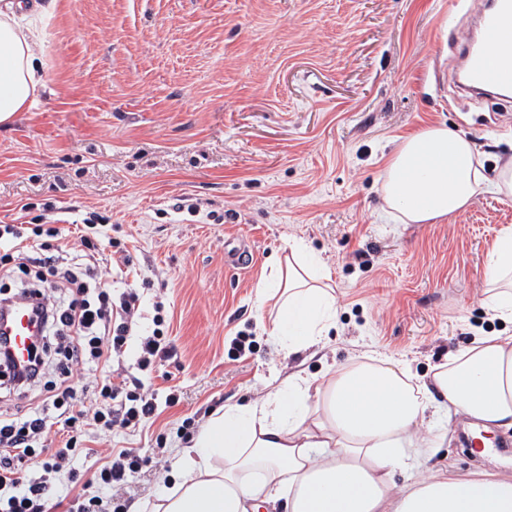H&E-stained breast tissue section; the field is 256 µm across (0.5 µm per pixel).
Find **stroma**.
I'll use <instances>...</instances> for the list:
<instances>
[{
    "label": "stroma",
    "instance_id": "35a3bbf8",
    "mask_svg": "<svg viewBox=\"0 0 512 512\" xmlns=\"http://www.w3.org/2000/svg\"><path fill=\"white\" fill-rule=\"evenodd\" d=\"M58 2L38 47L47 89L0 128V225L103 216L107 236L153 272L142 334L162 303L174 347L147 380L157 413L76 456L77 479L54 476L63 492L144 512L173 482L174 448L291 372L381 356L427 380L476 331L512 336L481 303L512 197L484 192L431 224L379 220L385 162L416 130L464 131L491 180L512 158V126L498 125L512 119V96L469 94L454 80L473 0ZM292 242L323 258L336 325L289 357L259 299ZM241 243L251 260L227 263ZM462 424L436 422L449 442L395 483L447 461L463 474L512 470V432L492 434L477 456ZM112 448L141 463L116 492L89 482Z\"/></svg>",
    "mask_w": 512,
    "mask_h": 512
}]
</instances>
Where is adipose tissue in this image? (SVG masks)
Wrapping results in <instances>:
<instances>
[{"mask_svg":"<svg viewBox=\"0 0 512 512\" xmlns=\"http://www.w3.org/2000/svg\"><path fill=\"white\" fill-rule=\"evenodd\" d=\"M57 0H9L0 9V125L30 111L46 89L47 63L34 48ZM487 183L463 131L422 128L388 157L382 184L389 220L426 224L470 204ZM512 195V162L497 182ZM321 257L298 243L276 261L263 295L276 298L269 334L295 353L319 345L336 318ZM484 306L512 323V229L486 261ZM512 430V336L478 335L430 381L387 358L292 373L258 402L213 413L177 452L172 488L150 512H512V475L463 477L445 463L396 487L393 471L421 467L442 436L422 432L439 413Z\"/></svg>","mask_w":512,"mask_h":512,"instance_id":"adipose-tissue-1","label":"adipose tissue"}]
</instances>
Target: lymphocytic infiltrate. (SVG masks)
Masks as SVG:
<instances>
[{
  "mask_svg": "<svg viewBox=\"0 0 512 512\" xmlns=\"http://www.w3.org/2000/svg\"><path fill=\"white\" fill-rule=\"evenodd\" d=\"M102 234L101 224L91 217L74 230L0 225V239L8 242L0 253V275L23 276L19 289L0 296V311L20 299L33 301L41 325L28 364L21 369L13 364L7 339L0 335V376L20 388L39 385L48 366L49 343H56L60 354L57 379L43 404L21 418L0 417V512H47L57 493L52 476L69 464L79 426L98 432L130 428L154 416L158 408L156 395L145 389L140 374L171 352L165 317L155 314L152 333L139 336L137 373L113 368L130 337L138 336L141 300L132 288L113 294L111 277L101 274V267L108 265L124 275L135 271L129 251L103 248ZM42 235L49 237V244L36 245ZM48 275L54 278L52 287L40 288ZM89 392L96 396L92 407L83 401ZM58 423L72 433L49 455L45 444L51 426ZM34 457L42 460L40 471L22 472V462Z\"/></svg>",
  "mask_w": 512,
  "mask_h": 512,
  "instance_id": "1",
  "label": "lymphocytic infiltrate"
}]
</instances>
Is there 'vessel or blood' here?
<instances>
[{
    "instance_id": "1",
    "label": "vessel or blood",
    "mask_w": 512,
    "mask_h": 512,
    "mask_svg": "<svg viewBox=\"0 0 512 512\" xmlns=\"http://www.w3.org/2000/svg\"><path fill=\"white\" fill-rule=\"evenodd\" d=\"M505 43H512V0H491L480 14V47L465 53L464 82L469 90L512 91V56L497 51ZM35 330L32 309L26 305L17 308L10 326L16 356L26 357Z\"/></svg>"
}]
</instances>
